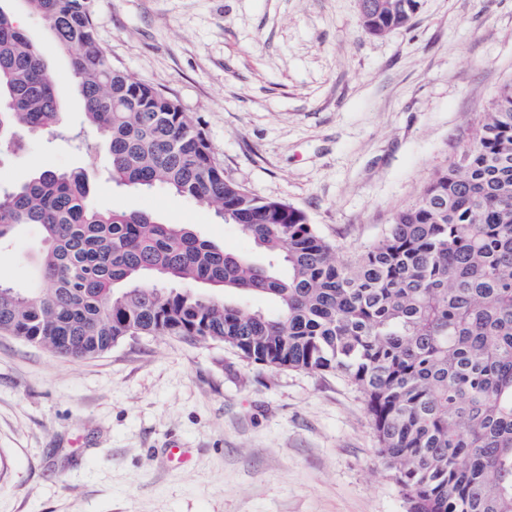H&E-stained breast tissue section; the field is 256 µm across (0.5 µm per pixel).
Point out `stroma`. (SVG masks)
<instances>
[{
	"instance_id": "stroma-1",
	"label": "stroma",
	"mask_w": 512,
	"mask_h": 512,
	"mask_svg": "<svg viewBox=\"0 0 512 512\" xmlns=\"http://www.w3.org/2000/svg\"><path fill=\"white\" fill-rule=\"evenodd\" d=\"M61 95V131L0 153V185L83 171L104 208L253 243L215 208L158 186L105 184L68 61L23 0H6ZM113 63L174 97L253 195L302 210L338 259L472 142L512 81V0H421L372 36L359 0H94ZM38 226L0 247V280L36 287ZM189 449L190 463L171 459ZM0 512H407L361 393L341 375L271 369L221 344L133 337L87 359L0 335Z\"/></svg>"
}]
</instances>
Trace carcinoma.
<instances>
[{"instance_id": "cac0c4a2", "label": "carcinoma", "mask_w": 512, "mask_h": 512, "mask_svg": "<svg viewBox=\"0 0 512 512\" xmlns=\"http://www.w3.org/2000/svg\"><path fill=\"white\" fill-rule=\"evenodd\" d=\"M365 32L408 27L420 0H369ZM66 53L110 179L217 204L265 256L141 211L99 208L85 173L44 169L0 190V245L37 224L43 287L0 281V335L67 359L128 337L222 343L277 369L341 374L362 394L408 512H512V82L474 141L341 261L306 214L224 178L176 99L115 66L93 0H26ZM63 124L36 46L0 5V150ZM218 290L205 295L190 289ZM263 295L266 313L243 303Z\"/></svg>"}]
</instances>
